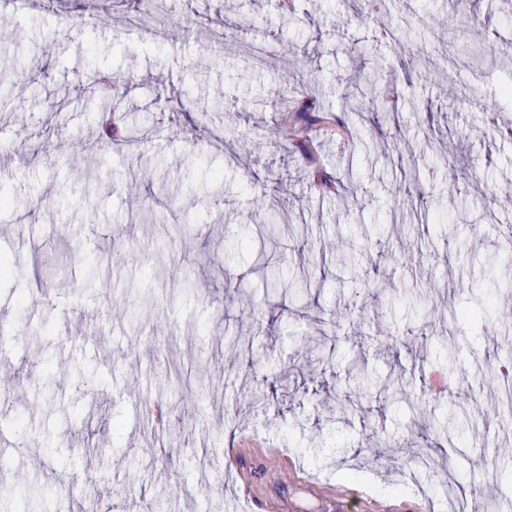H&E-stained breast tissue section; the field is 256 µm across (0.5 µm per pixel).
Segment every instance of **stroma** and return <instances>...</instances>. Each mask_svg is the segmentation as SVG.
Wrapping results in <instances>:
<instances>
[{
  "mask_svg": "<svg viewBox=\"0 0 512 512\" xmlns=\"http://www.w3.org/2000/svg\"><path fill=\"white\" fill-rule=\"evenodd\" d=\"M392 25L415 19L418 42L448 65H402L372 0H167L163 16L114 0L108 28L84 0H46L33 11L0 10V70L20 60L27 74L0 103V187L26 222L25 246L0 236V255H21L22 272L0 282L11 317L8 348L19 383L0 384V429L17 452L0 451V489L32 490L68 471L91 488L92 512H237L249 482L262 502L289 512H444V492L416 457L425 422L409 407L426 389L424 371L446 373L449 392L430 397L437 414L479 396L472 435L448 453L458 483L485 504L512 495V456L503 482L489 484L475 441L491 433L498 380L470 349L512 368L511 272L486 259L512 241V102L499 85L512 71V0H395ZM493 46L492 68L470 69L467 49ZM381 66L388 112L362 140L319 143L321 165L341 185L322 198L311 166L282 138L277 90L312 96L350 118L361 66ZM128 77L112 117L125 139L99 138L96 89ZM418 144L419 194L400 191L405 142ZM473 162L479 176H457ZM152 166L166 188L154 223H139L126 187ZM43 205H36V196ZM304 227L305 248L286 228L260 233L265 205ZM355 211L347 223L345 207ZM398 233L361 245V225ZM353 240L331 269L318 303L272 291V271L317 274L321 249ZM105 255L100 280L87 257ZM83 283L73 294L69 282ZM38 296L17 320L19 294ZM488 300L495 324L458 319ZM262 309L250 318L245 308ZM83 330L96 353L77 354ZM244 336L239 353L228 337ZM61 365L47 380L36 364ZM120 362L118 391L102 366ZM358 365L385 382L351 392ZM274 386L266 408H250L237 381ZM351 404L340 419L328 410ZM175 404L170 426L151 429L144 399ZM27 408L24 432L13 427ZM290 475L272 479L280 462ZM96 473L94 483L83 472Z\"/></svg>",
  "mask_w": 512,
  "mask_h": 512,
  "instance_id": "1",
  "label": "stroma"
}]
</instances>
